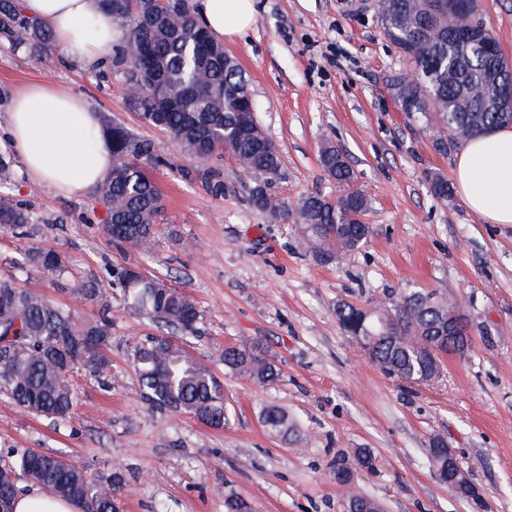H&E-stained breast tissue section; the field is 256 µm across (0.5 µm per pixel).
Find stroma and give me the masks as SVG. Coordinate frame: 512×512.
Here are the masks:
<instances>
[{
    "instance_id": "stroma-1",
    "label": "stroma",
    "mask_w": 512,
    "mask_h": 512,
    "mask_svg": "<svg viewBox=\"0 0 512 512\" xmlns=\"http://www.w3.org/2000/svg\"><path fill=\"white\" fill-rule=\"evenodd\" d=\"M375 3L257 0L255 24L224 44L279 148L272 196L293 208L310 194L339 195L319 163L325 142L351 161V187L369 200L372 234L330 265L313 259L292 221H272L251 205V184L232 156L220 162L223 195L187 177L196 160L126 108L120 82L74 68L58 48L39 61L0 48V89L13 95L52 82L81 94L101 119L151 140L164 160L150 175L165 206L151 253L140 254L104 233L96 191L62 196L23 172L7 185L31 222L0 227V274L82 316L108 313L112 375L75 377L76 414L65 425L0 396V457L40 449L96 475L122 472L123 512H224L228 495L253 512H344L332 463L366 448L374 467L354 469L353 485L384 512H512V224L486 223L459 194L444 201L430 192L427 174L452 178L455 156L435 151L390 94V79L411 62L387 38ZM478 3L512 59V0ZM33 248L66 253L77 278L96 279L98 298L83 300L50 272L14 269ZM123 268L165 279L195 301L200 331L183 343L224 382V426L157 411L142 398L128 352L157 327L125 311L112 283ZM406 291L461 302L466 316V352L440 353L441 376L430 384L385 375L336 315L339 304L373 306ZM242 341L267 350L276 381L261 387L225 372V346ZM268 407L287 412L292 429L266 426ZM436 438L454 450L481 500L436 478Z\"/></svg>"
}]
</instances>
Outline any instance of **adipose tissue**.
<instances>
[{"label": "adipose tissue", "instance_id": "adipose-tissue-1", "mask_svg": "<svg viewBox=\"0 0 512 512\" xmlns=\"http://www.w3.org/2000/svg\"><path fill=\"white\" fill-rule=\"evenodd\" d=\"M28 15L46 22L68 61L103 67L124 29L101 0H23ZM195 11L218 40L231 39L256 21V0H195ZM9 137L28 177L61 195L95 189L112 168V141L77 96L50 82L19 92L9 114ZM454 180L467 207L491 224H512V128L466 142Z\"/></svg>", "mask_w": 512, "mask_h": 512}]
</instances>
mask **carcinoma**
Here are the masks:
<instances>
[{"label": "carcinoma", "instance_id": "obj_1", "mask_svg": "<svg viewBox=\"0 0 512 512\" xmlns=\"http://www.w3.org/2000/svg\"><path fill=\"white\" fill-rule=\"evenodd\" d=\"M117 12L126 34L109 58L107 75L119 78L126 107L146 123L164 130L188 155L212 158L231 155L240 170L254 179L253 206L276 220L288 207L267 192L279 173L281 158L261 129L255 113L236 92L249 88L236 59L224 44L209 38L195 17L192 0H102ZM388 38L402 52H414V73L392 78L389 89L405 109L431 134L434 149L448 152L496 128L512 124V112L497 105L495 81L509 79L512 65L497 38L473 48L458 39L464 21L448 8V0H377ZM0 43L34 59L54 46L50 28L25 14L22 0H0ZM112 139V171L97 186L107 204L104 231L121 247L149 252L155 226L162 216L161 195L148 169L161 163L151 142L127 127L104 125ZM323 169L345 188L355 178L344 151L331 144L320 154ZM194 175L211 193L224 194L223 172L200 166ZM17 173L10 154L0 152V184ZM430 190L442 200L452 189L438 173L429 175ZM369 208L365 194L343 191L336 199L305 197L294 223L314 259L329 264L361 249L370 229L352 227L350 214ZM29 214L8 195H0V226L23 228ZM26 267L46 270L63 279L72 274L66 254L32 250ZM127 312L146 316L160 325V333L137 341L130 360L142 396L160 411L176 410L214 426L227 421L224 385L209 367L179 342L199 333L200 312L186 293L157 277L124 269L115 273ZM448 303L429 292H411L373 309L372 334L359 348L386 375L403 382L427 384L440 377L432 353L442 348L448 332ZM112 321L88 319L43 295L0 277V393L16 408L67 422L75 413L77 391L73 374L101 380L111 361ZM224 368L258 385L278 377L275 365L256 345L224 347ZM265 424L286 432L288 415L277 408L264 412ZM370 453L362 450L336 459V482L346 501L356 505L370 498L352 489V468H373ZM25 474L47 491L74 502L83 512H120L118 493L125 484L114 472L94 477L83 466L53 453L26 449L10 461L0 460V512H14L16 473Z\"/></svg>", "mask_w": 512, "mask_h": 512}]
</instances>
